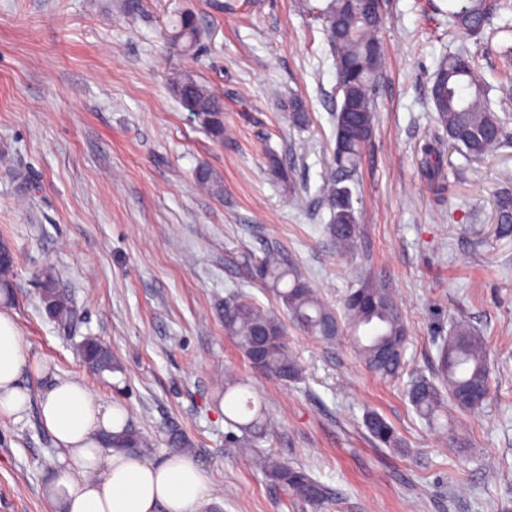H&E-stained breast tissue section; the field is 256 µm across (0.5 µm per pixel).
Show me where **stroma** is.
<instances>
[{"instance_id": "stroma-1", "label": "stroma", "mask_w": 512, "mask_h": 512, "mask_svg": "<svg viewBox=\"0 0 512 512\" xmlns=\"http://www.w3.org/2000/svg\"><path fill=\"white\" fill-rule=\"evenodd\" d=\"M0 0V238L15 253L0 308L54 376L81 378L101 404L123 403L149 436L151 460L178 422L208 471L221 512H293L253 454L306 468L336 492L323 512H500L512 507V228L494 195L512 189V147L470 160L450 151L428 98L440 61L461 41L428 0H387L373 90L376 125L355 181L357 247L340 254L324 227L322 188L335 145L336 69L317 23L294 0ZM201 40L177 53L164 35L183 13ZM512 34L472 45L493 109L512 136V81L500 79ZM185 71L224 100L230 129L216 142L171 90ZM299 95L308 127L288 120ZM276 154L292 189L268 166ZM208 164L224 197L197 191ZM284 251L323 300L341 309L370 280L395 296L410 341L406 375H431L438 349L464 321L489 346L491 398L478 413L449 407L457 439L413 410L401 385L373 375L348 335L327 343L296 325L288 346L300 381L281 385L243 358L215 306L241 291L284 315L244 264ZM53 268L78 321L60 331L41 305ZM106 344L122 371L95 373L83 337ZM266 406L254 452L226 447L217 399L225 371ZM382 415L405 449L376 446L365 411ZM466 447H459L458 438ZM31 405L0 419V512H48L50 471L66 467Z\"/></svg>"}]
</instances>
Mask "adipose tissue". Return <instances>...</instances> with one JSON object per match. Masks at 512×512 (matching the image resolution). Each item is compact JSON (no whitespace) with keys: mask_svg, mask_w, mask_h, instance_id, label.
<instances>
[{"mask_svg":"<svg viewBox=\"0 0 512 512\" xmlns=\"http://www.w3.org/2000/svg\"><path fill=\"white\" fill-rule=\"evenodd\" d=\"M46 370L28 353L15 319L0 310V415L21 416L33 402L21 375ZM38 404L42 423L69 456L67 467L48 477L54 512H205L209 506L211 479L191 456L171 452L157 463L105 444L128 415L99 404L84 380L52 384Z\"/></svg>","mask_w":512,"mask_h":512,"instance_id":"1","label":"adipose tissue"}]
</instances>
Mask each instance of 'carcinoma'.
Listing matches in <instances>:
<instances>
[{"label":"carcinoma","instance_id":"1","mask_svg":"<svg viewBox=\"0 0 512 512\" xmlns=\"http://www.w3.org/2000/svg\"><path fill=\"white\" fill-rule=\"evenodd\" d=\"M297 4L303 13L321 23L334 57L339 104L336 105L332 175L323 190V202L330 211L327 234L339 251L349 252L355 246L359 217L348 183L355 181L376 122L371 91L379 76L376 57L381 54L379 33L385 22L384 11L373 0H297ZM502 7L512 11L511 4L505 6L491 0H448V9L436 6L434 10L447 17L448 25L460 36L479 39L494 27L493 19L500 17ZM200 38L195 16L185 13L175 25L170 41L190 55ZM171 89L195 113L212 138L224 139V104L219 96L185 73L171 78ZM429 101L448 144L464 157L479 159L493 148L512 146L501 117L491 108L489 86L470 51L461 49L442 62L434 75ZM288 112L293 125L309 124V112L298 95H288ZM194 183L204 194L224 195L221 175L208 166L196 169ZM495 212L496 223L512 226V192L496 196ZM13 273V250L0 242V285L8 286ZM254 275L273 291L292 320L308 333L333 341L344 326L353 336L358 354L369 371L390 380L400 378L405 367L408 328L388 289L375 282H361L345 295L340 319L285 253L267 252L255 262ZM40 299L57 326L64 331L70 329L76 316L75 305L71 295L58 286L57 274L51 268L42 273ZM217 311L224 321L225 335L253 368L285 385L301 378L302 368L290 352L286 327L277 316L243 293L224 299ZM79 354L93 371H123L121 362L94 337L80 343ZM246 388L243 379L233 374L224 377L225 407L240 418L231 422L241 435H229L230 448H249L267 430L264 410L255 408L253 400L241 394ZM490 391L486 341L467 324L459 322L440 346L437 372L430 378L423 375L413 378L407 394L422 419L446 431L448 424L441 422L445 401L464 411H477L488 401ZM363 425L376 445L404 450L395 429L380 414L366 412ZM166 439L179 452L193 451L190 438L175 422L167 424ZM112 444L139 453L152 447L150 439L130 423L112 434ZM257 466L268 483L304 505L318 509L333 498L329 487L301 467L269 455L258 458Z\"/></svg>","mask_w":512,"mask_h":512}]
</instances>
